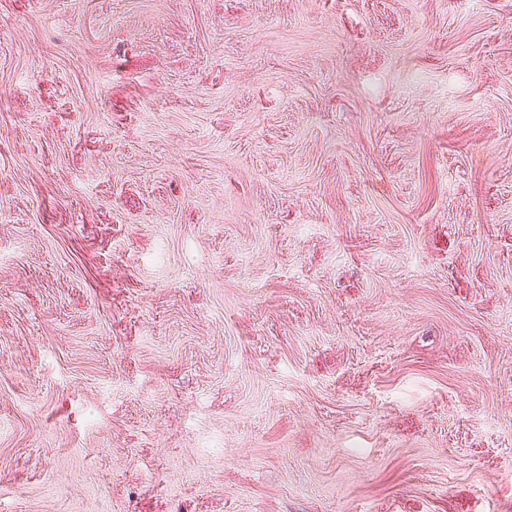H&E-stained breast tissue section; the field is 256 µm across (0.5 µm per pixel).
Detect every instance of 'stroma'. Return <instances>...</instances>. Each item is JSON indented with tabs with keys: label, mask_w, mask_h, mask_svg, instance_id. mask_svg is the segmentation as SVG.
<instances>
[{
	"label": "stroma",
	"mask_w": 512,
	"mask_h": 512,
	"mask_svg": "<svg viewBox=\"0 0 512 512\" xmlns=\"http://www.w3.org/2000/svg\"><path fill=\"white\" fill-rule=\"evenodd\" d=\"M0 512H512V0H0Z\"/></svg>",
	"instance_id": "35a3bbf8"
}]
</instances>
